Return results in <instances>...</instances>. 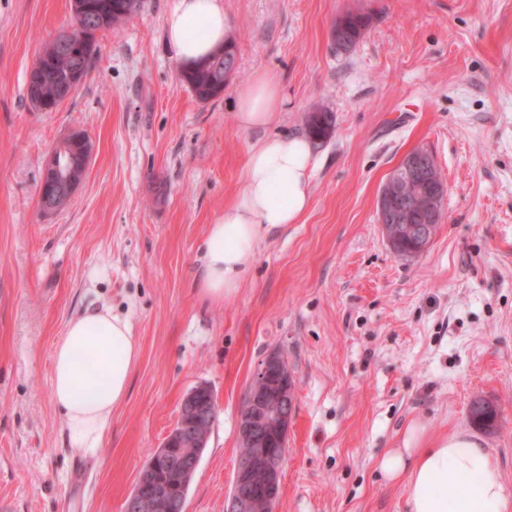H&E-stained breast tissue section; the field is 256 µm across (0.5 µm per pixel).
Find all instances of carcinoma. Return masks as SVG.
Returning <instances> with one entry per match:
<instances>
[{"label": "carcinoma", "mask_w": 512, "mask_h": 512, "mask_svg": "<svg viewBox=\"0 0 512 512\" xmlns=\"http://www.w3.org/2000/svg\"><path fill=\"white\" fill-rule=\"evenodd\" d=\"M92 7V17L103 23L104 28L110 29L136 17L144 6V0H85ZM369 18L362 14L348 13L338 19L337 28L332 35H338V26L346 31L347 43L353 45L361 37L367 27ZM237 51V41L234 36L228 39L211 56L203 62L190 67L181 68L180 79L186 84L194 96L201 102H207L223 93L224 86V54ZM96 54V36L92 35L85 41L73 43L64 50L53 51L43 47L36 63L40 71L48 77L33 91L26 86L27 97L36 111L54 98L57 91L55 79L78 85L89 72ZM306 129L311 138L316 141L327 139L334 130L333 116L326 110H316L309 114ZM497 413L489 412L486 407H476L470 411V419L478 428L490 431L494 428Z\"/></svg>", "instance_id": "obj_1"}]
</instances>
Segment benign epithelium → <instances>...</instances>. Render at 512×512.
<instances>
[{"mask_svg":"<svg viewBox=\"0 0 512 512\" xmlns=\"http://www.w3.org/2000/svg\"><path fill=\"white\" fill-rule=\"evenodd\" d=\"M75 26L57 34L52 47L66 48L73 31H82L91 17L80 0L74 2ZM93 144L82 131L70 132L51 151L44 170L52 173L50 181L41 187L44 210L54 212L57 206L49 196H74L84 180ZM433 156L418 152L410 155L403 168L393 170L380 191L377 220L389 246L406 236L419 242V252L431 243L434 223L441 221L442 211L428 209L420 223L411 224L410 210L398 186L405 181L423 185L431 203L445 196L444 185L430 180ZM257 384L251 388L239 414L238 438L240 451L234 470V490L229 512H274L280 498L283 463L288 456V430L295 405V381L286 355L270 352L256 374ZM217 403L212 391L200 385L183 399L177 421L163 442L158 455L142 469L138 489H147L143 496L129 503L131 512H184L185 498L176 494L170 484L159 478V465L176 469L186 475L195 474L201 451L206 447L210 427L217 417Z\"/></svg>","mask_w":512,"mask_h":512,"instance_id":"benign-epithelium-1","label":"benign epithelium"}]
</instances>
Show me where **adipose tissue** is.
<instances>
[{
  "label": "adipose tissue",
  "mask_w": 512,
  "mask_h": 512,
  "mask_svg": "<svg viewBox=\"0 0 512 512\" xmlns=\"http://www.w3.org/2000/svg\"><path fill=\"white\" fill-rule=\"evenodd\" d=\"M228 36L222 0H176L165 21L175 58L198 63ZM283 102L279 81L260 72L237 91V123L265 126ZM314 155L309 137L273 135L249 153L240 194L209 225L199 289L213 301L234 296L248 277L260 234L298 223L310 206ZM140 346L128 319L101 308L72 317L52 350L51 400L71 448H98L125 400ZM382 476L405 484L406 512H512L498 464L474 434L426 436L411 426L404 445L378 461Z\"/></svg>",
  "instance_id": "1"
}]
</instances>
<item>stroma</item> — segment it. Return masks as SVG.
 <instances>
[{"label": "stroma", "instance_id": "1", "mask_svg": "<svg viewBox=\"0 0 512 512\" xmlns=\"http://www.w3.org/2000/svg\"><path fill=\"white\" fill-rule=\"evenodd\" d=\"M238 71L200 102L180 80L145 0L101 31L83 82L35 111L28 72L72 23L71 0H0V505L13 512H124L183 398L218 406L185 512H226L237 422L262 359L288 358L295 412L276 512H404L377 468L417 422L426 435L483 434L512 494V0H223ZM369 16L337 51L346 13ZM261 71L283 105L241 130L235 94ZM332 112L314 144L311 206L264 233L252 273L224 302L197 288L209 224L244 187L250 150ZM74 130L93 143L87 176L44 214L45 162ZM416 148L446 185L428 249L404 261L376 218L379 190ZM129 319L141 355L100 448H70L51 402V352L73 316ZM309 114L306 129L311 138L316 141L327 139L334 130L333 116L326 110H316Z\"/></svg>", "mask_w": 512, "mask_h": 512}]
</instances>
